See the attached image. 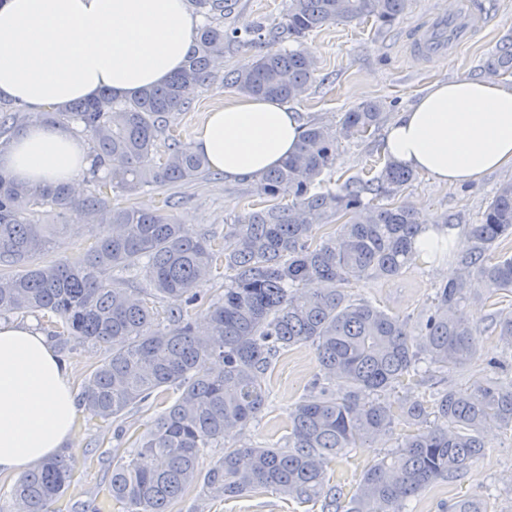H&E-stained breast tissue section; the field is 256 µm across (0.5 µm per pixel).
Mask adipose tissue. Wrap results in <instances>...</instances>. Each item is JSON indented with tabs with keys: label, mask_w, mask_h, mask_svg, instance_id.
<instances>
[{
	"label": "adipose tissue",
	"mask_w": 512,
	"mask_h": 512,
	"mask_svg": "<svg viewBox=\"0 0 512 512\" xmlns=\"http://www.w3.org/2000/svg\"><path fill=\"white\" fill-rule=\"evenodd\" d=\"M197 27L187 0H0V97L36 111L124 96L165 83L186 60ZM303 124L280 101L240 98L210 112L192 148L226 178L282 164ZM397 163L461 186L512 167V85L432 83L389 125ZM91 163L63 124L23 126L0 147V171L37 187L78 189ZM77 405L69 370L32 328L0 320V472L55 456L72 439Z\"/></svg>",
	"instance_id": "adipose-tissue-1"
}]
</instances>
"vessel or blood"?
I'll return each mask as SVG.
<instances>
[{
    "mask_svg": "<svg viewBox=\"0 0 512 512\" xmlns=\"http://www.w3.org/2000/svg\"><path fill=\"white\" fill-rule=\"evenodd\" d=\"M492 15L491 7L482 4L481 0H470L468 6L458 7L457 11L451 15L444 12L437 13L430 22L415 31L412 37V49L422 56L445 52L449 45L444 41L442 31L447 25H455L456 41L462 44L474 34L475 18L488 19Z\"/></svg>",
    "mask_w": 512,
    "mask_h": 512,
    "instance_id": "b4317fda",
    "label": "vessel or blood"
}]
</instances>
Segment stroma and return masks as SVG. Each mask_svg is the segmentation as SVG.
<instances>
[{
	"label": "stroma",
	"mask_w": 512,
	"mask_h": 512,
	"mask_svg": "<svg viewBox=\"0 0 512 512\" xmlns=\"http://www.w3.org/2000/svg\"><path fill=\"white\" fill-rule=\"evenodd\" d=\"M460 0H411L407 15L391 27H379L371 18L325 25L304 40V47L318 61L315 81L288 107L303 122L336 123L342 112L366 101L383 105L384 122L369 135L342 141L336 164L322 176L324 186L368 170H379L387 159L383 150L385 124L411 106L425 89L436 81L480 79L487 61L502 40L512 37V0H489L495 12L490 23L476 22L473 40L460 51L419 57L408 49L413 29L435 14L453 12ZM288 0H227L224 24L244 27L253 22L267 26L279 23ZM264 41L233 42L224 47V60L216 69L210 86L195 98L191 108L175 116L173 127L182 142H189L193 130L205 121L209 112L238 99L239 93L224 83L229 71L242 68L269 51ZM512 179V168L486 174L465 186H449L420 173L400 193L419 217L438 223L451 218L453 223L477 224L501 183ZM256 180L225 181L223 175H208L190 184L172 189L176 201L173 214L194 235L223 236L224 227L250 207H263L256 193ZM164 191H146L135 201L144 207L161 206ZM448 279V259H417L402 276L384 280L369 278L350 288L351 294L418 324L420 316L433 301L436 288ZM512 310V292L489 294L481 280H473L468 301L462 311L469 321L487 327L495 311ZM480 357L470 369L451 374L449 383L460 386L487 374V363L503 360L509 371L502 380L512 379V352L504 349L494 336L480 340ZM318 371L311 346L298 345L281 353L264 377L268 393L266 409L249 424L243 435L226 437V444L244 438L260 445L284 443L288 435V411L308 392ZM164 406L151 401L131 408L115 422H103L79 412L76 434L65 453L75 465V481L58 501L62 512H96L108 491L112 466L128 459L136 439ZM405 423L368 448L352 449L337 459L329 471L331 484L351 496L368 467L385 449L395 447L406 434ZM484 456L474 462L461 477L439 482L416 497L413 512H446L449 502L463 497L488 498L491 512H512V432L490 428ZM204 512H321L320 504L302 503L263 489L233 499L207 501Z\"/></svg>",
	"instance_id": "stroma-1"
}]
</instances>
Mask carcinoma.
<instances>
[{
  "instance_id": "carcinoma-1",
  "label": "carcinoma",
  "mask_w": 512,
  "mask_h": 512,
  "mask_svg": "<svg viewBox=\"0 0 512 512\" xmlns=\"http://www.w3.org/2000/svg\"><path fill=\"white\" fill-rule=\"evenodd\" d=\"M191 2L204 22L183 69L166 83L127 96L103 92L57 112L0 102V131L32 121L73 122L93 153L92 190L83 199L64 185L32 190L0 172V316L47 314L55 318L50 336L62 350L74 340L106 351L80 395V405L104 422L177 392L132 457L112 466L109 493L127 512H170L192 489L201 499L264 489L319 501L322 512H407L433 483L468 471L484 453L486 424L512 431V383L494 376L445 386L425 402L407 394L391 398L421 374L423 363L443 381L476 360L481 331L458 311L474 276L492 294L512 292V255L496 252L512 238V181L500 184L483 222L468 226L459 274L436 289L417 327L348 291L366 277L395 278L415 264L421 225L411 207L393 201L414 171L390 159L370 179L316 188L335 165L341 140L361 138L380 123L376 101L342 113L336 125L308 124L295 153L260 176L257 193L268 204L242 213L221 239L193 238L159 208L109 202V188L132 197L209 174V163L191 146L170 135L162 150L159 140L208 86L224 60V43H297L226 78L241 94L290 102L317 71L303 47L306 35L360 18L392 25L410 7V0H288L274 27L226 29L224 0ZM509 71L512 39H505L486 72ZM49 216L61 225L85 219L102 232L77 261L37 263L54 245L59 224L46 223ZM315 218L332 230L320 231ZM124 275L141 284L113 287L114 277ZM157 299L166 305L157 307ZM193 308L204 312L201 332ZM491 325L512 349V311H497ZM303 344L313 347L318 373L309 394L289 410L285 445L226 446L201 472L208 449L265 409L263 376L274 357ZM401 420L410 433L364 471L343 501L330 484L331 463L388 436ZM73 476L64 455L40 462L13 485V505L18 512H51ZM448 512H487V506L463 498Z\"/></svg>"
}]
</instances>
